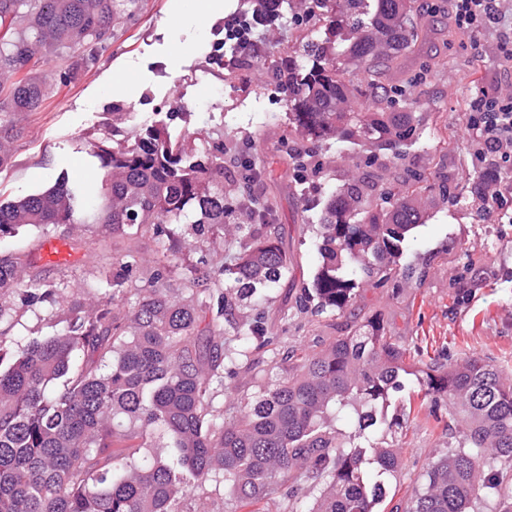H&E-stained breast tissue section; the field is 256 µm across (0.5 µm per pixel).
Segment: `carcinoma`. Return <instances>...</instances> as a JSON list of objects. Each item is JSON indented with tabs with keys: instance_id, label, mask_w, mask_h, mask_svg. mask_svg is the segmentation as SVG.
I'll return each mask as SVG.
<instances>
[{
	"instance_id": "1",
	"label": "carcinoma",
	"mask_w": 512,
	"mask_h": 512,
	"mask_svg": "<svg viewBox=\"0 0 512 512\" xmlns=\"http://www.w3.org/2000/svg\"><path fill=\"white\" fill-rule=\"evenodd\" d=\"M142 0H0V112H34L50 85L33 75L52 54L74 80L96 65L115 27ZM290 0H260L240 15L242 30L289 17L296 28L314 23L320 40L297 37L294 55L255 56L231 41L224 81L233 84L257 63L288 88V120L308 145L294 150L311 167L329 137L365 139L400 157L423 117L397 89L382 83L376 43L387 62L412 53L424 36L412 0H312L305 17L288 16ZM367 79L359 94L366 112H342L354 70ZM21 130L0 118V170ZM103 172L96 201L62 178L50 189L0 204V237L15 228L101 224L138 234L150 226L160 240L157 268L143 285L123 263L104 274L110 301H75L46 336L21 343L8 297L44 302L68 288H45L21 274L20 258L0 254V512H192L184 501L215 482L238 499L271 502L277 512H379L399 451L377 441L391 427L384 412L390 392L415 377L424 397L444 401L455 441L429 461L406 512H476L485 499L512 512V380L486 360L465 355L446 369L406 362L380 317L362 321L319 352H286L288 369L268 381L253 402L231 411L213 405L212 386L250 350L273 344L263 316L238 315V302H272L291 260L279 245L275 206L255 208L258 223L241 221L237 202L249 186L228 174L224 141L174 131L159 120L123 131L104 125L93 143ZM357 180L324 201L319 266L299 297L315 315L349 312L361 280L411 282L422 272L400 263L407 234L422 223L415 201L436 193L454 200L448 185L422 173L394 190L363 189ZM200 242L224 231V262L202 257L180 279L171 271L192 248L179 229ZM208 319L200 327L201 318ZM233 331V346L226 330ZM357 417L353 434L337 427L340 414ZM165 456L139 450L153 441Z\"/></svg>"
}]
</instances>
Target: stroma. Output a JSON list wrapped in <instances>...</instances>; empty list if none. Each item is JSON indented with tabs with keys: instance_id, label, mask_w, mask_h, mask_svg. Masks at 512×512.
<instances>
[{
	"instance_id": "stroma-1",
	"label": "stroma",
	"mask_w": 512,
	"mask_h": 512,
	"mask_svg": "<svg viewBox=\"0 0 512 512\" xmlns=\"http://www.w3.org/2000/svg\"><path fill=\"white\" fill-rule=\"evenodd\" d=\"M434 2L416 0L425 36L418 50L387 74L388 83L401 87L407 102L427 119L402 160L383 156L370 168L365 148L332 140L319 153L323 174L301 177L289 155L300 137L288 126L286 89L262 67L245 71L242 83L229 86L213 61L227 16L249 9L250 0H224L223 12L202 16L197 0H145L142 10L114 30L94 68L68 82L59 79L65 59L50 58L40 68L38 75L51 92L38 111L18 117L22 135L13 144L9 168L0 171V202L45 190L63 173L96 181L100 171L90 142L102 123L112 121L114 106L130 109L131 122L138 126L181 107L191 130L203 137L223 133L225 153L242 152L260 168L251 193L274 203L283 246L293 258L288 279L265 310V327L278 345L310 351L333 343L350 321L342 313L315 316L295 308L302 286L311 283L317 270L316 228L324 197L369 169L387 182L409 169L435 173L447 178L456 198L438 207L430 198L420 200L426 218L407 238L404 259L426 261L424 279L362 282L359 316L383 315L416 366L447 364L468 354L489 358L512 375V217L503 216L496 224L478 217V204L468 193L477 171L476 143L459 110L460 100L483 86L496 84L512 92V76L496 67L495 34L452 37L447 14L431 13ZM185 14L190 17L186 23L181 20ZM436 58L443 59V66L419 81L420 72ZM448 131L456 143L444 149L439 140ZM53 234L69 249L68 259L55 265L36 254L43 239L38 228L22 226L0 238V252L20 257L26 277L70 285L35 306L12 297L19 320L14 335L21 340L51 333L52 316L68 313L72 286L96 282L101 273L126 262L133 266V279H146L159 256L149 231L115 235L98 224H76L54 228ZM387 415L396 425L379 438L399 449L400 464L390 479L393 495L380 512H401L427 460L447 451L451 431L445 406L424 399L412 378L391 394Z\"/></svg>"
}]
</instances>
